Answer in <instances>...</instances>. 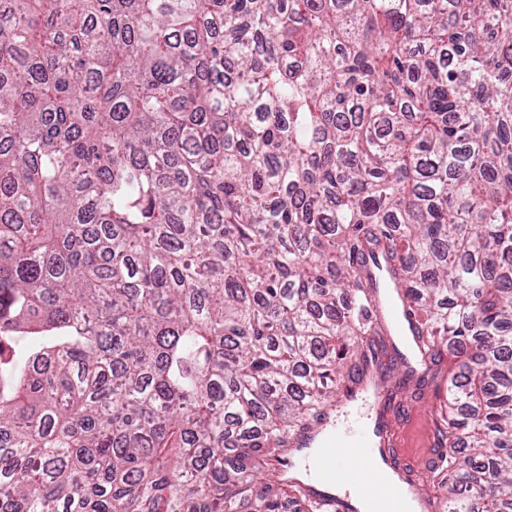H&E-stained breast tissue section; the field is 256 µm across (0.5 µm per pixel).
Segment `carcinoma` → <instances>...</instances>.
I'll list each match as a JSON object with an SVG mask.
<instances>
[{"mask_svg":"<svg viewBox=\"0 0 512 512\" xmlns=\"http://www.w3.org/2000/svg\"><path fill=\"white\" fill-rule=\"evenodd\" d=\"M377 255L512 512V0H0V512H319L269 461L401 358Z\"/></svg>","mask_w":512,"mask_h":512,"instance_id":"carcinoma-1","label":"carcinoma"}]
</instances>
